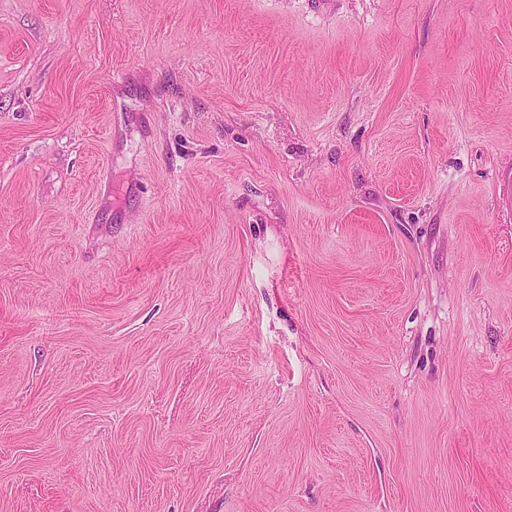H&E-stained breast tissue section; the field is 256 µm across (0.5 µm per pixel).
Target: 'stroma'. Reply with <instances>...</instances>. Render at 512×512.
Returning a JSON list of instances; mask_svg holds the SVG:
<instances>
[{
  "label": "stroma",
  "instance_id": "35a3bbf8",
  "mask_svg": "<svg viewBox=\"0 0 512 512\" xmlns=\"http://www.w3.org/2000/svg\"><path fill=\"white\" fill-rule=\"evenodd\" d=\"M0 512H512V0H0Z\"/></svg>",
  "mask_w": 512,
  "mask_h": 512
}]
</instances>
